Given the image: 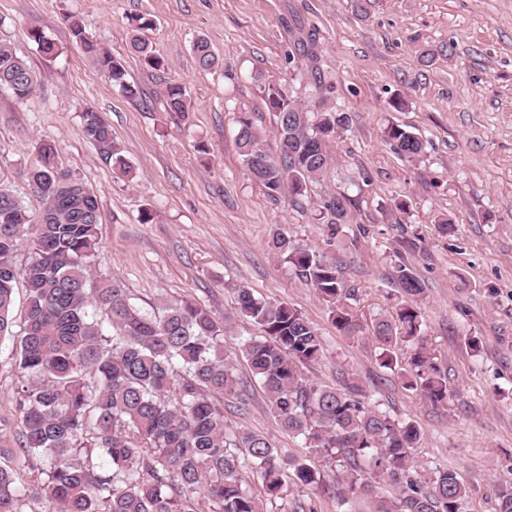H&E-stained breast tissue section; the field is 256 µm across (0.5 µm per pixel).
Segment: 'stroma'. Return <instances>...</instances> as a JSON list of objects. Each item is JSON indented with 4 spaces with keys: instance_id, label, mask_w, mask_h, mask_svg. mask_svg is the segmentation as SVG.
<instances>
[{
    "instance_id": "1",
    "label": "stroma",
    "mask_w": 512,
    "mask_h": 512,
    "mask_svg": "<svg viewBox=\"0 0 512 512\" xmlns=\"http://www.w3.org/2000/svg\"><path fill=\"white\" fill-rule=\"evenodd\" d=\"M150 15L147 33L165 67L146 68L130 51L128 19ZM121 61L139 89L127 97L73 44L67 16ZM37 27L54 40L44 56L27 36ZM205 37L219 60L198 68L192 46ZM9 44L38 75L24 101L0 89V184L41 221L43 205L27 171L40 140H54L62 168L97 195L101 217L93 260L98 279L116 280L144 310L191 296L224 318L236 310V288L300 310L319 330L318 361L304 378L336 387L362 383L374 403L413 420L421 440L413 461L422 475L455 472L468 493L459 512H497V489L512 483V0H0V43ZM308 68L320 94L351 120L333 142L334 161L310 184L300 204L270 198L238 152L240 113L277 155L275 116L265 87L288 88L309 100L311 87L291 83L293 66ZM183 83L186 117L166 111V82ZM407 100L393 109L395 94ZM97 112L135 169L127 178L104 164L81 130L84 110ZM398 124L420 135L424 153L408 161L382 137ZM367 171L370 180L358 174ZM353 201L338 229L319 220L323 197ZM407 201L405 211L394 208ZM152 221L142 222L143 213ZM449 219L450 234L437 223ZM335 256L349 305L362 325L340 334L315 288L269 253L274 228ZM425 287L422 332L448 373V405L432 407L381 365L373 335L380 315L397 304V265ZM244 318L224 338V352L246 387L218 396L230 427L269 438L288 457L307 461L321 485L287 483L266 512H375L398 490L377 484L341 505L346 473L310 454L284 431L252 377L239 342L261 335ZM481 340L471 351L468 337ZM25 377L0 342V414L20 428L17 400Z\"/></svg>"
}]
</instances>
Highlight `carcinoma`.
I'll return each mask as SVG.
<instances>
[{"instance_id": "1", "label": "carcinoma", "mask_w": 512, "mask_h": 512, "mask_svg": "<svg viewBox=\"0 0 512 512\" xmlns=\"http://www.w3.org/2000/svg\"><path fill=\"white\" fill-rule=\"evenodd\" d=\"M72 42L129 98L138 89L127 81L123 65L87 34L82 21L67 19ZM130 47L146 67L159 71L164 58L142 36L152 29L148 14L131 17ZM29 38L47 56L56 42L38 28ZM196 63L212 69L217 60L208 42L193 43ZM33 71L13 49L0 43V87L23 100L37 88ZM166 110L189 111L187 89L176 81L163 90ZM265 102L276 116L278 155L260 147V133L246 115L238 120L239 154L267 194L292 201L307 193L332 161L328 144L349 123V115L318 97L300 103L280 86L267 88ZM82 129L101 159L123 175L133 171L112 129L98 113H82ZM384 141L400 156L414 159L424 140L399 125L383 131ZM32 192L42 201L39 224L0 185V340L15 341L18 369L33 378L21 389L22 429L16 444L11 419L0 415V512H20L29 496L45 493L48 512H263L261 500L243 483L241 472L254 470L266 497L281 493L285 477L299 486L319 483L321 475L305 462L284 461L265 436L233 429L224 422L216 396L244 388L224 359V336L242 316L263 335L241 344V352L262 384L282 429L302 437L311 452L345 463L346 490L371 492L388 482L398 496L382 501L377 512H459L466 487L447 469L422 477L412 461L421 434L411 421L397 419L371 403L366 389L352 381L342 390L305 381L299 366L317 361L324 340L302 313L273 303L241 286L236 311L220 321L191 297L146 313L117 281L91 273L98 249V197L80 178L60 167L53 142L37 144V162L28 172ZM351 199H323L329 224L348 215ZM29 242L31 261L16 267L19 245ZM271 249L295 274L310 283L329 307L332 325L343 335L360 329L348 300L336 258L301 244L279 228ZM26 289L23 329L13 331L17 281ZM408 301L379 317L374 336L382 346L383 366L400 371L405 387L434 406H448V376L434 349L421 336V313L413 302L425 289L410 267L395 270ZM407 350L396 352L401 345ZM45 459L47 468H31L23 478L16 460ZM203 495L198 500L196 495Z\"/></svg>"}]
</instances>
